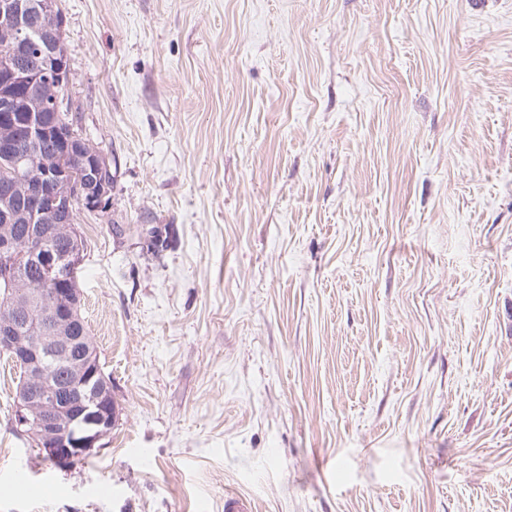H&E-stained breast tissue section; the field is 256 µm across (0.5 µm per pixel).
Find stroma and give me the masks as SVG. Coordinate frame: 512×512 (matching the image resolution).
<instances>
[{
    "label": "stroma",
    "instance_id": "stroma-1",
    "mask_svg": "<svg viewBox=\"0 0 512 512\" xmlns=\"http://www.w3.org/2000/svg\"><path fill=\"white\" fill-rule=\"evenodd\" d=\"M60 8L118 420L52 466L0 355V512H512V0Z\"/></svg>",
    "mask_w": 512,
    "mask_h": 512
}]
</instances>
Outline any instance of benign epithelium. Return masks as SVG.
Masks as SVG:
<instances>
[{"instance_id":"benign-epithelium-1","label":"benign epithelium","mask_w":512,"mask_h":512,"mask_svg":"<svg viewBox=\"0 0 512 512\" xmlns=\"http://www.w3.org/2000/svg\"><path fill=\"white\" fill-rule=\"evenodd\" d=\"M57 0H0V20L28 49H35L54 65L33 70L18 52L0 55V158L13 161L18 140L39 143L51 131L28 108L25 92L36 87L51 89L44 106L60 111L59 90L70 82V72L55 62L60 41L42 40L31 19L56 16ZM86 162L70 173L67 201L52 189L60 168L52 166L35 180L20 178L13 170L0 177V282L9 288L37 283L62 286L65 305L50 306V314L36 336H21L18 322L0 320V351L22 367L13 414L15 428L30 436L41 456L60 468L105 446L117 412L112 383L101 369L97 347L86 336L74 335L80 321L78 291L66 285L75 279L84 248L71 223L70 204L90 212L105 211L111 204L105 172L110 167L101 151L85 138ZM27 222L26 245L20 246L9 232L17 220ZM64 234L71 244L56 249L45 244L43 233ZM65 365L68 380L62 384L51 373L50 360Z\"/></svg>"}]
</instances>
